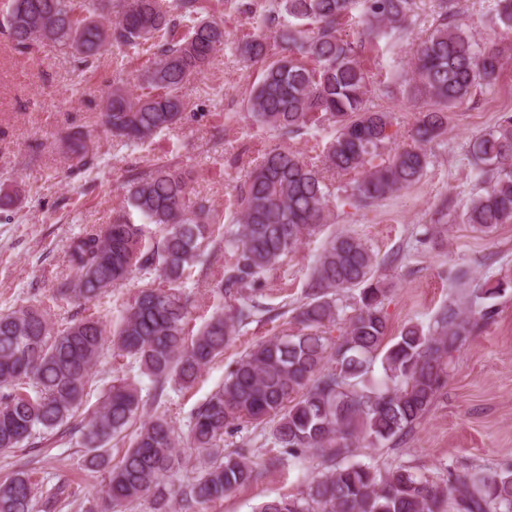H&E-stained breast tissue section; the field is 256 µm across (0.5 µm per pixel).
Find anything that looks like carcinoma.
I'll list each match as a JSON object with an SVG mask.
<instances>
[{"instance_id": "obj_1", "label": "carcinoma", "mask_w": 512, "mask_h": 512, "mask_svg": "<svg viewBox=\"0 0 512 512\" xmlns=\"http://www.w3.org/2000/svg\"><path fill=\"white\" fill-rule=\"evenodd\" d=\"M3 28L18 47L51 42L89 68L109 47L157 49L134 95L118 72L105 92L102 127L116 142L149 144L189 118L180 91L224 46V24L198 18V0H8ZM458 0H439L441 22L421 40L412 76L401 94L430 104L419 112L411 143L395 141L392 116L368 106L374 73L364 46L344 28L374 38L406 30L417 0H278L288 24L265 16L267 35L241 45L264 68L246 100L249 117L283 137L328 121L334 136L321 165L276 146L239 185L232 226L216 227L207 200L192 196L189 174L159 165L129 179L125 207L110 224L71 238L65 262L75 276L57 280L51 300L94 304L138 273L150 280L120 304L117 323L92 313L59 323L40 303L0 311V451L44 448L60 437L84 449L82 467L104 483L86 505L71 483L43 489L29 457L0 478V512H44L71 500L80 512H122L146 499L151 512H188L224 499L262 470L240 451L224 450V433L271 425L274 447L291 457L315 451L323 466L307 488L264 502L258 512H512V465L462 473L439 483L405 466L380 470L354 460L360 444H392L409 433L448 380V364L477 317L512 288V275L486 280L475 313L444 306L429 329L405 327L388 344L384 302L390 289L377 276L371 249L340 233L320 254L295 326L249 347L224 383L190 414L182 432L163 413L142 419L141 378L163 389L191 388L224 347L254 321L261 278L276 270L303 241L329 223L332 190L325 173L352 175L349 205L368 207L417 184L431 145L448 128V109L492 86L512 59V43L479 41L461 20ZM497 19L512 31V0H496ZM283 54L269 62L273 46ZM93 130H64L58 147L88 164ZM480 191L459 219L492 230L512 224V115H505L469 146ZM137 213L142 223L131 219ZM208 254L211 292L218 303L198 329L194 300L180 288L187 270ZM357 290L351 314L343 294ZM341 334L333 338L336 324ZM132 360L138 376L102 384L95 406L83 409L93 367L104 352ZM382 375H374L375 363ZM130 433L122 459L112 463V440ZM197 452L195 476L175 482Z\"/></svg>"}]
</instances>
